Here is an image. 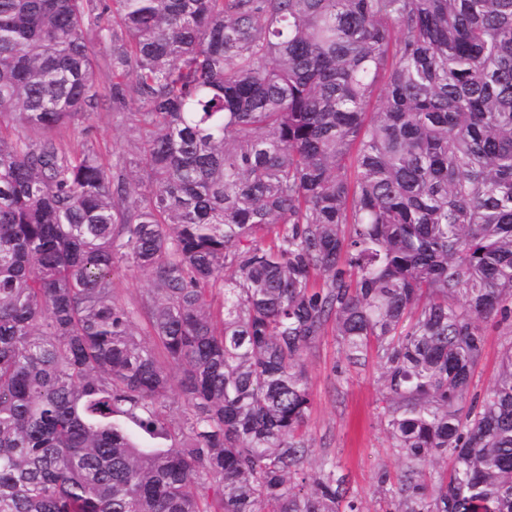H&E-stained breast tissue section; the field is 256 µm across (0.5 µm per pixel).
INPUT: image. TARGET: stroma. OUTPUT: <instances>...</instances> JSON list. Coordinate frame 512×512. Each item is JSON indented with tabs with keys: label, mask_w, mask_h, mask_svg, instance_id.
<instances>
[{
	"label": "stroma",
	"mask_w": 512,
	"mask_h": 512,
	"mask_svg": "<svg viewBox=\"0 0 512 512\" xmlns=\"http://www.w3.org/2000/svg\"><path fill=\"white\" fill-rule=\"evenodd\" d=\"M86 139L105 163H112L136 139L126 114L101 106L85 124ZM312 413L304 427L313 463L331 457L339 464L365 512H384L381 474L397 477L402 461L392 448L382 419V382L376 357L361 366L348 365L333 336L305 355Z\"/></svg>",
	"instance_id": "35a3bbf8"
}]
</instances>
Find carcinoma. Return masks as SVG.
Returning <instances> with one entry per match:
<instances>
[{"instance_id": "1", "label": "carcinoma", "mask_w": 512, "mask_h": 512, "mask_svg": "<svg viewBox=\"0 0 512 512\" xmlns=\"http://www.w3.org/2000/svg\"><path fill=\"white\" fill-rule=\"evenodd\" d=\"M103 100L111 166L60 139ZM490 321L512 0H0V512H363L303 432L328 334L378 360L393 512H512ZM84 127L88 143L106 164L115 162L136 139V130L129 115L112 112L107 102L91 115ZM116 288L125 302H134L150 288V282L140 272L131 269H122L116 278ZM507 332V329L497 327L493 325V322L487 324L485 350L476 377L478 390L487 387L493 381L498 367L502 343L509 337L507 336Z\"/></svg>"}]
</instances>
